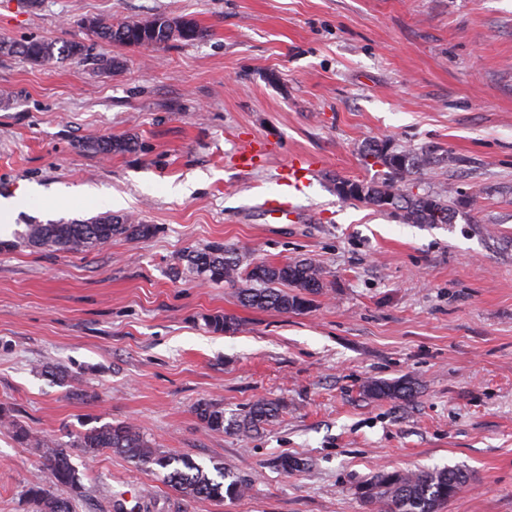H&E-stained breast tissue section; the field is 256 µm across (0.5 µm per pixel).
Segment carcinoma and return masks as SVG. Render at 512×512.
I'll list each match as a JSON object with an SVG mask.
<instances>
[{
  "label": "carcinoma",
  "mask_w": 512,
  "mask_h": 512,
  "mask_svg": "<svg viewBox=\"0 0 512 512\" xmlns=\"http://www.w3.org/2000/svg\"><path fill=\"white\" fill-rule=\"evenodd\" d=\"M89 28L98 38L116 47H149L177 41L192 43L208 35V30L193 20H170L157 16L151 20L128 19L111 23L91 22ZM0 53L22 58L40 65L64 59H86L88 48L80 41L62 45L41 39L20 42H0ZM138 142L131 136H107L87 142L83 148L91 153L109 156L131 152ZM375 158L386 169L380 182L346 179L344 183L357 187V193L344 195L346 201H356L381 213H390L404 224H451L469 201L446 189L413 192L412 185L420 182V174L437 163L432 153L388 149L387 142L372 144L364 150V159ZM393 198L396 208H385L384 200ZM156 227L132 215L105 213L90 221L70 223L29 224L18 234V244L40 250L86 252L101 249L115 237L133 242L154 236ZM184 270L208 284H227L238 288L245 304L257 309H273L284 313L307 310L310 296L327 287L326 272L310 259L275 265L264 261L243 263V257L222 244L192 251L182 257ZM209 331L223 334L236 330L235 319L213 315L206 320ZM376 397L408 401L416 390L409 382L379 381L367 386ZM278 403L272 400L255 401L248 411L234 421L237 432L246 438L263 429L277 417ZM196 413L212 430L224 428V407L203 401ZM15 436L31 448L44 449V469L59 488L56 495H47L35 485L29 494L39 512H75L83 496V486L71 462L72 449L78 448L88 458L104 450H112L140 466H157L165 471L163 480L183 496L193 500H215L239 497L248 484L230 475L225 468L217 471L222 481L208 476L199 465L184 464V469L172 467L176 458L155 449L138 428L130 424H108L91 429L69 443L48 444L36 438L22 424L9 420ZM468 473L461 469H419L414 471H380L359 487L360 495L379 512H439L468 482Z\"/></svg>",
  "instance_id": "obj_1"
}]
</instances>
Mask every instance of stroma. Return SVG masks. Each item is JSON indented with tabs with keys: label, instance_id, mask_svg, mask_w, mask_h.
Segmentation results:
<instances>
[{
	"label": "stroma",
	"instance_id": "obj_1",
	"mask_svg": "<svg viewBox=\"0 0 512 512\" xmlns=\"http://www.w3.org/2000/svg\"><path fill=\"white\" fill-rule=\"evenodd\" d=\"M191 19L203 40L115 48L89 17ZM79 40L116 55L34 65L0 56V196L41 201L0 236V411L51 442L131 424L164 454L249 484L190 500L149 469L73 451L76 512H368L356 493L380 470L459 468L470 480L441 512H512V0H0V41ZM135 136L104 158L82 143ZM262 142L242 167L244 142ZM388 141L438 162L423 188L473 204L452 224H404L336 192L380 181L364 149ZM319 160L274 222L296 157ZM105 190L112 213L155 225L145 241L61 252L14 247L30 224L101 208L67 189ZM220 242L272 264L310 258L329 285L300 313L243 305L237 290L173 268ZM235 319L214 334L212 315ZM408 380L411 401L372 381ZM279 416L243 439L226 420L259 399ZM303 459L284 473L283 456ZM42 460L0 424V512H37ZM196 413L212 430L224 429V407L219 403L203 401L197 404Z\"/></svg>",
	"mask_w": 512,
	"mask_h": 512
}]
</instances>
